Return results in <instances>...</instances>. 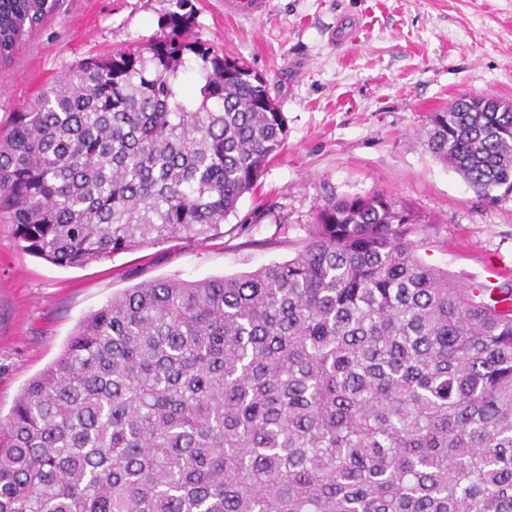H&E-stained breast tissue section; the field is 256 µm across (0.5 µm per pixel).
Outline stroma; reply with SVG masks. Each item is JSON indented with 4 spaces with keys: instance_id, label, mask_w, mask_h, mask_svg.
<instances>
[{
    "instance_id": "obj_1",
    "label": "stroma",
    "mask_w": 512,
    "mask_h": 512,
    "mask_svg": "<svg viewBox=\"0 0 512 512\" xmlns=\"http://www.w3.org/2000/svg\"><path fill=\"white\" fill-rule=\"evenodd\" d=\"M192 36L242 59L288 123L255 193L206 241H172L82 268L21 248L0 216V416L62 354L79 322L140 284L248 273L303 248L326 198L382 191L426 220L414 233L427 265L462 280L512 267V198L490 204L436 160L418 131L464 96L512 102V0H270L257 19L224 0H190ZM170 0H60L14 61L0 67V135L13 114L82 59L144 44ZM354 39L336 40L338 25Z\"/></svg>"
}]
</instances>
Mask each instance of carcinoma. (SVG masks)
<instances>
[{"instance_id": "obj_1", "label": "carcinoma", "mask_w": 512, "mask_h": 512, "mask_svg": "<svg viewBox=\"0 0 512 512\" xmlns=\"http://www.w3.org/2000/svg\"><path fill=\"white\" fill-rule=\"evenodd\" d=\"M189 2L14 113L0 213L27 251L85 267L204 240L283 149L263 76L186 40ZM48 10L0 0V64ZM423 131L512 198L511 102L465 95ZM423 221L331 197L286 262L112 296L0 419V512H512V281L421 262Z\"/></svg>"}]
</instances>
